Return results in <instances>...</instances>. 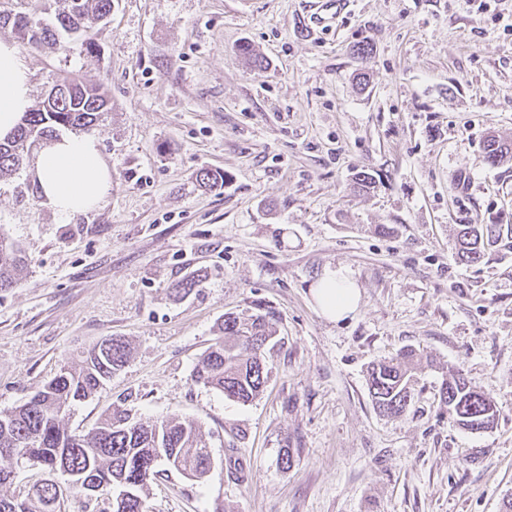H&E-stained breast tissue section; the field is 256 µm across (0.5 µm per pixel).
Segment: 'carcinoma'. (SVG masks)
Wrapping results in <instances>:
<instances>
[{"instance_id":"carcinoma-1","label":"carcinoma","mask_w":512,"mask_h":512,"mask_svg":"<svg viewBox=\"0 0 512 512\" xmlns=\"http://www.w3.org/2000/svg\"><path fill=\"white\" fill-rule=\"evenodd\" d=\"M113 0H56L54 22L12 9L0 10V32L8 33L33 48L54 46L64 36L82 39L86 50L97 46V37L108 24ZM59 95L46 93L37 108L28 113L14 133L0 140V175L22 166L30 148L53 138L56 131L87 130L103 112L110 98L101 84H88L75 77L54 84ZM485 158L495 165L512 158V143L492 136L484 144ZM197 179L206 187L224 185V173L204 169ZM512 239L511 224H459L456 250L460 261L480 262L488 251ZM27 258L14 242L0 232V291L18 286ZM194 370L197 382L212 387L232 400L251 402L267 386L270 378L268 353L276 345V324L269 311L247 318L229 314ZM131 354L130 345L108 338L83 358L64 366L25 403L0 413V487L11 482L13 470L3 465L18 451L29 459L66 474L84 473L108 492L122 482L133 488V496L115 499L112 512H145L148 485L165 471L157 469L159 458L172 457L176 471L203 480L212 467L211 451L200 426L176 416L151 424L133 420L115 409L83 434L63 425L66 411L94 395L112 373L123 367ZM433 363H421L414 348L372 364L367 384L377 412L388 418L403 417L412 402L417 375ZM441 405L460 427L484 431L494 426L498 409L494 401L468 383L455 368L446 367L438 389ZM58 483L46 480L33 486L21 499L0 495V512H60L56 499Z\"/></svg>"}]
</instances>
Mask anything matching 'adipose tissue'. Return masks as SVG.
I'll return each mask as SVG.
<instances>
[{
    "label": "adipose tissue",
    "mask_w": 512,
    "mask_h": 512,
    "mask_svg": "<svg viewBox=\"0 0 512 512\" xmlns=\"http://www.w3.org/2000/svg\"><path fill=\"white\" fill-rule=\"evenodd\" d=\"M32 106L30 72L15 43L0 38V138L9 135ZM31 174L40 195L59 214L97 206L112 189V177L91 137L59 136L47 142ZM319 313L339 322L355 314L360 293L348 270H324L313 291Z\"/></svg>",
    "instance_id": "ef3b65f1"
}]
</instances>
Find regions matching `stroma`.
Listing matches in <instances>:
<instances>
[{
    "label": "stroma",
    "mask_w": 512,
    "mask_h": 512,
    "mask_svg": "<svg viewBox=\"0 0 512 512\" xmlns=\"http://www.w3.org/2000/svg\"><path fill=\"white\" fill-rule=\"evenodd\" d=\"M319 0H114L96 51L20 45L42 101L72 75L107 88L90 135L112 175L93 210L65 216L30 166L0 176V232L24 250L0 291V412L102 340L131 355L65 418L113 410L196 421L213 456L202 481L149 485L147 512H503L512 496V249L455 259L460 224H512V0H352L328 27ZM252 54L244 56L241 45ZM223 187H199L200 170ZM372 175L365 191L359 174ZM388 233H378V225ZM360 290L350 319L320 315L325 268ZM202 276L198 291L174 285ZM263 306L278 343L264 393L242 404L193 369L226 314ZM405 346L456 368L496 403L468 432L425 370L402 418L376 412L369 365ZM291 453L293 464L281 458ZM0 493L45 479L61 512H112L61 472L13 464Z\"/></svg>",
    "instance_id": "stroma-1"
}]
</instances>
